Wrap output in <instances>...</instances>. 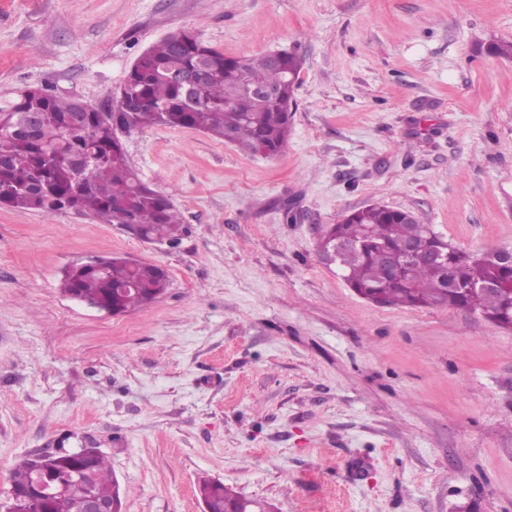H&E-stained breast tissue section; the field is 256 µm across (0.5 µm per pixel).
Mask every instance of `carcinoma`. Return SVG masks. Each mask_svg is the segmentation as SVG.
I'll return each mask as SVG.
<instances>
[{
  "mask_svg": "<svg viewBox=\"0 0 512 512\" xmlns=\"http://www.w3.org/2000/svg\"><path fill=\"white\" fill-rule=\"evenodd\" d=\"M200 71L197 106L185 104V90L168 70ZM301 60L293 53L276 64L271 54L249 58L224 55L191 30L182 42L164 39L143 52L128 72L123 87L140 101L132 115L117 114L130 131L160 125L195 129L232 143L254 154L274 157L282 152L290 132L294 94ZM245 73L259 75L280 91L276 99H260L243 86ZM75 112L83 125L67 134L63 127ZM41 116L34 123L31 117ZM113 121L102 120L96 107L81 106L79 99H65L42 88L25 97L0 100V206L33 210L47 218L72 208L114 226H127L139 240H179L182 221L170 198L146 184L128 162ZM328 236L336 240V264L345 281L361 296L381 294L388 304L420 307L446 304L481 313L499 326L512 328V267L501 264L500 250L470 254L442 241L426 225L400 209L373 205L346 215ZM415 242V257L395 279L391 270L372 254L375 247L399 251ZM440 249L443 261L429 253ZM495 281L498 290L479 286ZM163 270L145 262L130 266L117 257L103 270L84 267L62 280V289L82 301L118 315L145 304L143 289L164 286ZM48 479L62 480L53 500L35 491ZM112 467L97 448L61 451L39 462L26 457L11 471L15 499L7 512H80L82 502L95 497L112 500ZM199 496L209 512H224L244 497L219 481L204 480Z\"/></svg>",
  "mask_w": 512,
  "mask_h": 512,
  "instance_id": "1",
  "label": "carcinoma"
}]
</instances>
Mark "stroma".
Wrapping results in <instances>:
<instances>
[{
    "instance_id": "obj_1",
    "label": "stroma",
    "mask_w": 512,
    "mask_h": 512,
    "mask_svg": "<svg viewBox=\"0 0 512 512\" xmlns=\"http://www.w3.org/2000/svg\"><path fill=\"white\" fill-rule=\"evenodd\" d=\"M193 29L303 59L273 158L194 129L123 136L179 244L0 207V512L25 456L97 448L125 512H202V478L276 512H512V329L379 307L319 242L345 213H414L452 246L512 249V0H0V98L104 108L137 57ZM126 256L164 295L112 315L71 266Z\"/></svg>"
}]
</instances>
